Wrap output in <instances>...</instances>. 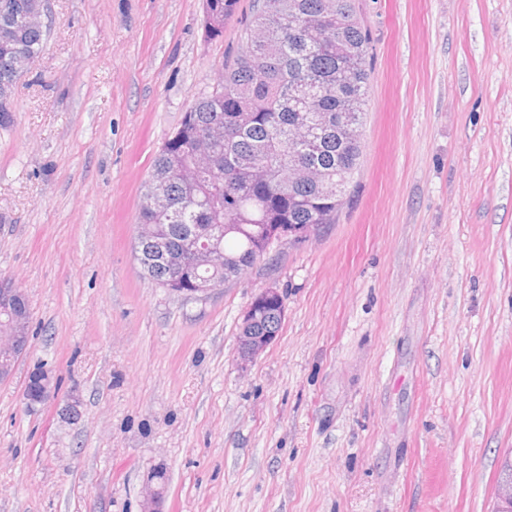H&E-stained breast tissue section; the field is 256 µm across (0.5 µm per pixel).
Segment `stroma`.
<instances>
[{
    "label": "stroma",
    "mask_w": 512,
    "mask_h": 512,
    "mask_svg": "<svg viewBox=\"0 0 512 512\" xmlns=\"http://www.w3.org/2000/svg\"><path fill=\"white\" fill-rule=\"evenodd\" d=\"M250 0H51L0 127V276L30 348L0 381V512H496L512 451V0H359L351 202L203 299L144 279L142 186L243 52ZM276 288V340L241 363ZM60 386L26 408L36 367ZM77 404L78 417L67 407ZM207 22L206 37H215L224 30V24L232 18L236 11L238 0H206ZM282 298L275 288L263 289L246 308L240 325L238 341V354L240 360L244 363L250 362L259 356L278 336L281 328L282 316L279 306L266 308L258 311L259 318L256 322L257 306L266 300ZM256 322L255 329L261 333L253 331V324ZM266 336H264V334Z\"/></svg>",
    "instance_id": "35a3bbf8"
}]
</instances>
